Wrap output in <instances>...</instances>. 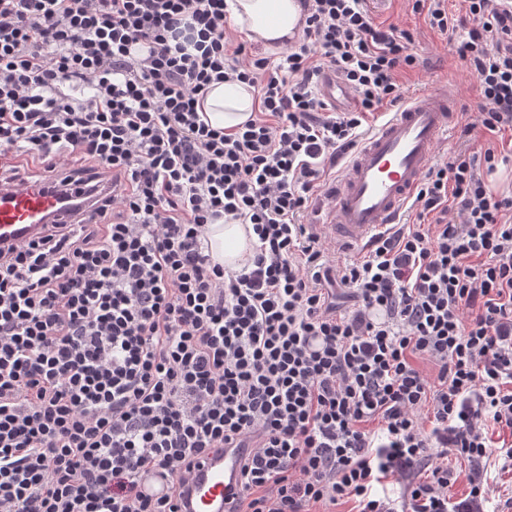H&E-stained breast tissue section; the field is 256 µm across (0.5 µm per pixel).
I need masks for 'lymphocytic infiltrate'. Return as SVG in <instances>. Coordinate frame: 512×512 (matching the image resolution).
Returning a JSON list of instances; mask_svg holds the SVG:
<instances>
[{
  "label": "lymphocytic infiltrate",
  "mask_w": 512,
  "mask_h": 512,
  "mask_svg": "<svg viewBox=\"0 0 512 512\" xmlns=\"http://www.w3.org/2000/svg\"><path fill=\"white\" fill-rule=\"evenodd\" d=\"M464 4L413 8L476 75L478 125L512 132V0ZM303 6L274 57L233 42L226 0H0V167H103L119 186L100 223L0 250V512H176L140 474L178 488L224 448L248 451L237 512H448V457L512 469V441L488 433L512 431V196L482 175L495 153L430 167L411 205L435 223L331 259L302 218L419 60L365 0ZM328 69L356 109L323 98ZM230 80L252 87L254 117L212 128L200 102ZM220 220L258 239L241 269L210 257ZM398 472L405 500L378 495Z\"/></svg>",
  "instance_id": "f902f5d3"
}]
</instances>
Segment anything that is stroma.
I'll list each match as a JSON object with an SVG mask.
<instances>
[{"mask_svg":"<svg viewBox=\"0 0 512 512\" xmlns=\"http://www.w3.org/2000/svg\"><path fill=\"white\" fill-rule=\"evenodd\" d=\"M367 5L379 23L396 25L413 38L423 64L417 70L399 75L398 80L405 88L416 91L444 81L456 90L459 114L454 119L447 144L438 150L439 155L460 148L471 154L494 149L500 160L485 180L500 195L512 194V132L492 134L475 127L477 106L481 101L479 83L458 59L453 43L446 35L431 29L424 15L413 12L411 0H368ZM468 123L473 130L466 136L462 129ZM448 467L455 476L448 487L449 504L455 512H504L507 499L512 497V470H503L494 464L485 466L490 490L485 499L473 502L469 499L471 464L452 458Z\"/></svg>","mask_w":512,"mask_h":512,"instance_id":"stroma-1","label":"stroma"}]
</instances>
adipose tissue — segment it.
<instances>
[{"label":"adipose tissue","mask_w":512,"mask_h":512,"mask_svg":"<svg viewBox=\"0 0 512 512\" xmlns=\"http://www.w3.org/2000/svg\"><path fill=\"white\" fill-rule=\"evenodd\" d=\"M230 23L251 42L269 50L282 48L302 30L305 18L298 0H227ZM251 87L238 81L211 84L203 111L213 128L234 129L254 116ZM211 255L217 262L237 266L252 255L254 242L241 224H213L208 231Z\"/></svg>","instance_id":"ef3b65f1"}]
</instances>
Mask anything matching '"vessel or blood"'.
Returning <instances> with one entry per match:
<instances>
[{
	"label": "vessel or blood",
	"instance_id": "b4317fda",
	"mask_svg": "<svg viewBox=\"0 0 512 512\" xmlns=\"http://www.w3.org/2000/svg\"><path fill=\"white\" fill-rule=\"evenodd\" d=\"M321 86L333 103L350 102L334 72H326ZM455 104L453 88L437 84L387 113L328 184L330 203L317 207L312 232L326 237L332 250L354 251L398 224L440 145L448 140ZM113 190L104 172L79 181L62 174L52 189L0 176V247L38 237L50 221L75 224L98 215ZM241 455V449L227 448L202 460L183 488L182 512H224L239 491Z\"/></svg>",
	"mask_w": 512,
	"mask_h": 512
}]
</instances>
